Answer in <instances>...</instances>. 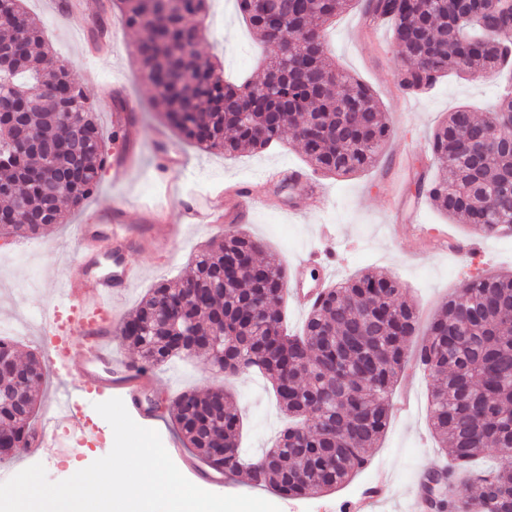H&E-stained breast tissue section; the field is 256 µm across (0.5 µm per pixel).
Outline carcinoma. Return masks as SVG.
<instances>
[{"mask_svg": "<svg viewBox=\"0 0 512 512\" xmlns=\"http://www.w3.org/2000/svg\"><path fill=\"white\" fill-rule=\"evenodd\" d=\"M207 0H118L119 20L144 32L136 47L154 108L185 140L232 155L264 149L294 131L316 173L337 177L375 164L391 137L372 91L327 63L323 28L353 0H236L260 42L275 48L264 79L231 84L201 59L202 29L189 19ZM365 12L392 24L400 63L394 72L407 94L430 90L450 73L480 75L512 68V0L487 11L485 0H365ZM0 52L13 71L0 97L39 83L53 87L22 112H0V199L16 223L1 237L38 236L63 221L57 199L81 204L103 167L100 134L83 91L54 60L43 29L13 0L0 10ZM512 114V92L484 116L460 106L434 131L429 149L439 173L420 178L448 218L463 217L484 236L512 224V137L496 135ZM55 142L49 155L31 137ZM50 168L60 184L46 193L37 172ZM261 241L232 230L193 256V273L160 283L118 330L142 363L164 364L194 353L209 356L224 376L256 370L271 384L288 417L274 445L255 458L239 448L241 415L222 386L189 389L170 404L186 447L226 476L246 473L256 488L310 497L346 484L367 462L389 419V395L407 363L419 324L397 279L367 272L328 289L299 335L283 329L287 273L273 255L256 261ZM416 361L434 378L428 418L448 464L436 472L443 495L460 512H512V274L479 276L450 296L430 320ZM48 374L46 361L16 357L0 339V462L28 447ZM481 455L498 466L471 469ZM475 487L473 496L459 489Z\"/></svg>", "mask_w": 512, "mask_h": 512, "instance_id": "cac0c4a2", "label": "carcinoma"}]
</instances>
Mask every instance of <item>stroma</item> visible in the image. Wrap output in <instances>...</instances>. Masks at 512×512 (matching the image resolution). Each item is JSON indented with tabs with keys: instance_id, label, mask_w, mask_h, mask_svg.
Masks as SVG:
<instances>
[{
	"instance_id": "1",
	"label": "stroma",
	"mask_w": 512,
	"mask_h": 512,
	"mask_svg": "<svg viewBox=\"0 0 512 512\" xmlns=\"http://www.w3.org/2000/svg\"><path fill=\"white\" fill-rule=\"evenodd\" d=\"M45 0H25L28 11L42 26L46 40L68 66L72 78L80 83L95 107L103 155L120 147L112 139V97L102 95L104 85L118 87L129 94L139 109L135 123V164L127 181L113 183L109 169H102L97 189L80 206H66L63 223L50 233L32 239V254L49 253V260L20 263L0 271V322L20 316L37 318L46 302L60 262L74 259L69 243L72 225L85 224L98 236H112V206L124 201L123 222L129 233H137L143 224L144 206L159 200V148L180 154L185 167L195 175L194 188L207 192L238 180L260 181L271 169L290 166L307 169L300 143L287 137L283 143L256 152L227 156L215 150H203L181 139L167 127L151 107L153 90L141 77L135 57L140 32L125 28L111 18L109 28L116 31V55L99 61L88 60L84 41L75 32H87L91 10H70L67 18L47 12ZM202 18L203 37L197 46L201 57L224 65L226 78L247 77L261 80L266 50L237 11L235 0H208ZM328 60L368 84L374 91L393 130L385 153L376 164L346 177L317 176L323 190L322 208H306L304 216L289 214L301 203V188L294 183L275 187L274 197L254 211L243 230L262 240L266 252L277 255L283 264L312 253L317 262L310 267L313 276L332 270L333 282H341L369 270L394 276L402 285L404 297L415 303L424 317H431L448 296L461 293L473 276L512 273V235L482 237L471 232L464 221H451L431 205H424L423 238L409 230L411 210L417 202L415 183L419 173L435 174L436 162L427 151V142L448 113L461 105L475 112L491 110L506 90L507 81L496 73L472 79L451 75L441 79L421 95L403 92L394 80L400 63L398 47L389 22L370 27L365 23L361 0L336 15L326 30ZM449 235L472 243V250L455 255L426 246L429 238ZM213 234L205 228L185 229L169 256L133 251L129 262L144 270L142 281L132 288L121 304L123 315H130L150 288L186 278L191 271V256ZM157 381L151 394L157 409L129 408L131 418L140 426L156 430L163 444L180 443L168 412L170 401L182 390H206L225 385L242 415L241 446L254 457L270 448L286 425L270 384L255 371L227 379L202 355L174 360L156 366ZM432 378L415 362L403 368L390 402L392 409L387 428L377 447L369 449L365 468L355 478L332 493L319 498L286 499L269 489H256L245 476L231 478L191 475L198 487L221 495H255L277 505L281 512H343L345 501L360 498L379 472L391 481L389 495L375 502L370 512H411V496L417 474L440 468L446 456L441 451L427 419L428 392ZM107 394L91 398L78 396L80 414L98 431L81 451L58 449L47 456L38 451H20L5 462V469L21 471L42 464L50 481L71 477L72 465L89 466L98 459V451L112 443V428L95 410ZM406 411H398L399 402Z\"/></svg>"
}]
</instances>
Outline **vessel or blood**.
Here are the masks:
<instances>
[{
    "label": "vessel or blood",
    "mask_w": 512,
    "mask_h": 512,
    "mask_svg": "<svg viewBox=\"0 0 512 512\" xmlns=\"http://www.w3.org/2000/svg\"><path fill=\"white\" fill-rule=\"evenodd\" d=\"M261 198V193L248 182L236 184L227 196L243 221L256 210ZM177 204L182 224L223 229V205L200 202L193 197L178 199ZM75 233L78 256L61 268L49 296L51 303H61L76 311L72 324L74 337L63 346L48 349L46 360L55 368L62 365L79 368L80 375L75 389L56 393L54 409L38 429L39 447L46 454L62 445L58 428H65L70 438L76 440L93 433L88 421L73 410L75 392L93 394L119 389L133 401L152 383L153 376L148 370L129 366L112 356V334L120 320V312L114 303L123 299L144 276L141 268L125 262L126 253L133 250L161 252L174 242L173 237L159 238L149 229L139 237L116 233L110 242L101 245L94 243L88 226L76 225ZM102 252L112 253L116 260L114 270L107 274L96 273L94 264L89 261L91 254ZM304 266V259H297L286 284L289 296L301 309L313 306L323 294L322 288L305 287Z\"/></svg>",
    "instance_id": "b4317fda"
}]
</instances>
